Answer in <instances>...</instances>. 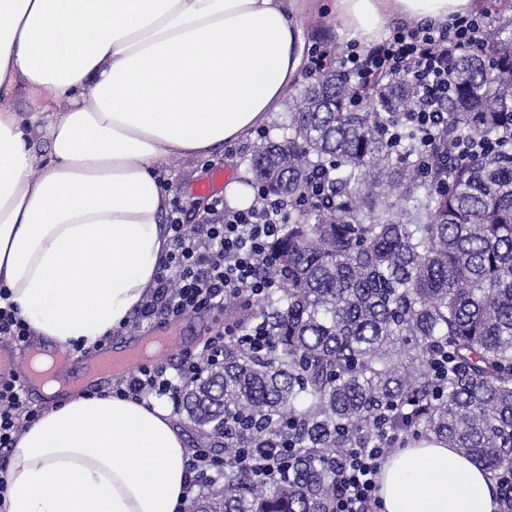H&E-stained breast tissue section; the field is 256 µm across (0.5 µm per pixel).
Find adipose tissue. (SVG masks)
<instances>
[{
  "instance_id": "adipose-tissue-1",
  "label": "adipose tissue",
  "mask_w": 512,
  "mask_h": 512,
  "mask_svg": "<svg viewBox=\"0 0 512 512\" xmlns=\"http://www.w3.org/2000/svg\"><path fill=\"white\" fill-rule=\"evenodd\" d=\"M307 0H0V287L33 336L99 345L144 304L171 249L158 173L277 111ZM473 0H333L368 41ZM23 81L29 120L3 97ZM50 159L38 165L32 131ZM186 448L168 410L109 394L51 403L8 457L5 512H179ZM384 512H496L488 474L423 441L379 475Z\"/></svg>"
}]
</instances>
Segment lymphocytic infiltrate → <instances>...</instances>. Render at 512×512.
<instances>
[{"mask_svg": "<svg viewBox=\"0 0 512 512\" xmlns=\"http://www.w3.org/2000/svg\"><path fill=\"white\" fill-rule=\"evenodd\" d=\"M488 14L454 17L450 23L432 22L398 26L370 48L350 45L339 67L355 84L375 76L405 78L419 89L418 104L403 116L424 138L436 135L446 117L439 103L453 85L452 62L460 50L477 45L489 26ZM286 222L283 208L256 201L245 210L229 208L223 197H210L205 207L174 196L167 215L171 251L161 264L155 286L137 313L138 321L163 317L176 321L194 313L223 306L225 297L237 296L254 303L271 288L261 278L258 265L267 260V245ZM266 344L259 327L228 329L210 339L206 357L185 351L177 375L166 367L145 365L122 377L112 387L113 396L142 401L149 398L181 400V381L196 376L204 366L224 361L226 342ZM38 410L26 406L15 384H0V458L13 449L20 433L38 420ZM396 441L395 434L380 432L373 443L356 448L337 471L336 512H375L379 505L376 478Z\"/></svg>", "mask_w": 512, "mask_h": 512, "instance_id": "obj_1", "label": "lymphocytic infiltrate"}]
</instances>
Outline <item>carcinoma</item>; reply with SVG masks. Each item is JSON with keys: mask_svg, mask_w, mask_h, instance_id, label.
<instances>
[{"mask_svg": "<svg viewBox=\"0 0 512 512\" xmlns=\"http://www.w3.org/2000/svg\"><path fill=\"white\" fill-rule=\"evenodd\" d=\"M487 10L428 153L408 127L388 141L409 80L331 67L287 89L288 126L249 151L262 195L288 204L259 267L279 287L225 305L266 348L228 343L186 382L180 410L224 455L192 512H334L337 464L383 423L470 457L512 512V5ZM461 140L493 150L462 162ZM258 448L289 449L283 480L254 478Z\"/></svg>", "mask_w": 512, "mask_h": 512, "instance_id": "obj_1", "label": "carcinoma"}]
</instances>
